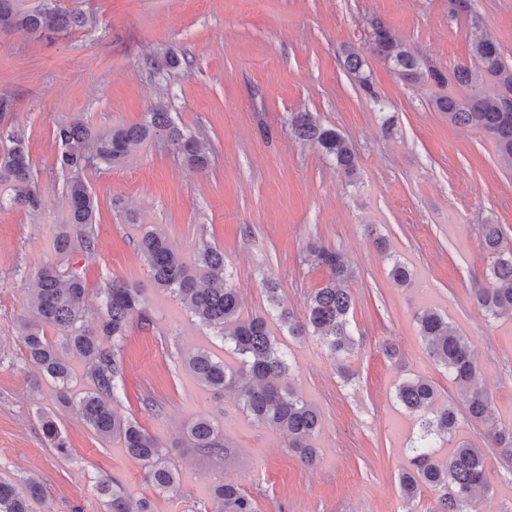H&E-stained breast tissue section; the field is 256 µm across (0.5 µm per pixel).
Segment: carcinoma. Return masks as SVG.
Returning a JSON list of instances; mask_svg holds the SVG:
<instances>
[{"instance_id":"cac0c4a2","label":"carcinoma","mask_w":512,"mask_h":512,"mask_svg":"<svg viewBox=\"0 0 512 512\" xmlns=\"http://www.w3.org/2000/svg\"><path fill=\"white\" fill-rule=\"evenodd\" d=\"M44 0L42 7L23 11L17 0H0V31H16L53 41L61 35L82 30L92 18L82 10ZM375 27L371 54L387 65L406 83L431 80L438 85L457 84L468 90L464 96L448 94L434 100L437 111L448 121L484 131L494 142L500 160L512 168V101L505 98L504 87L512 83V71L497 42L473 32L469 36L470 62H461L446 73L410 46L400 41L380 20ZM345 67L362 93L384 109L374 89L366 60L352 47L344 49ZM159 75L180 69L183 59L173 52L151 60ZM294 136L315 145L348 180H353L358 164L346 137L323 125L312 112H294L290 116ZM162 136L191 166L207 165L211 147L183 133L173 122L169 101L158 98L147 112V120L138 125L94 131L80 116L60 125L54 132L58 144V165L64 176L63 193L67 200L69 223L63 225L55 244V260L43 263L36 271L29 314L17 322V337L27 361L43 374L57 380L56 403L76 406L78 413L101 439L120 442L127 454L143 467V477L158 494L175 497L179 493V472L169 461L167 445L157 440L137 421L118 415L112 408L116 399V381L123 373V343L130 319L138 316L147 322L142 290L120 279L101 289L105 314L89 328L85 325L86 288L75 273L62 271L63 264L77 248L94 253L98 247L97 215L99 207L83 173L92 166H110L125 158L136 146ZM0 184L9 186L11 202L26 210L39 208V186L32 177V163L25 142L9 139L0 148ZM484 245L491 255V286L476 294L480 307L495 318L512 314V250L502 245L499 224L482 225ZM138 249L147 264L156 287L184 304L198 321L217 330L224 350L234 355L236 364L216 361L205 350L185 359V365L197 380L217 393L231 391L239 408L254 422L276 429L288 438V447L311 464L316 459L312 443L319 430L316 408L301 399L289 386L291 365L287 354L272 334L266 316L243 317L236 289L224 280V252L210 246L199 249L193 263H187L160 234L147 231ZM314 261L331 274L327 284L317 289L307 305L305 322L297 323L291 313L280 307L278 288L267 286L268 302L277 310L280 323L288 333L318 337L334 355L348 358L356 340L350 328L352 296L344 282L349 272L343 255L324 247L313 250ZM419 333L427 353L443 365L466 391L467 417L487 427V436L505 454H512V429L491 422L488 396L475 384L476 359L468 340L448 321V316L423 309L416 315ZM57 335L50 336L47 331ZM80 356L87 363L86 376L92 390L73 400L67 388L70 368L68 357ZM396 398L417 417L419 432L409 439L406 452L409 467L400 474L404 497L412 501L421 487L441 492L435 512H478L476 491L486 485V457L468 440L456 437L457 414L440 403V393L429 379L404 377L396 386ZM48 447L60 455L69 454L67 437L55 415H40ZM190 447L213 458H223L229 444L222 431L208 416H201L183 432ZM448 443L453 452L442 460L435 455V439ZM97 490L104 496L105 512H149L147 504L135 502L115 488L107 475L100 478ZM42 495L36 483L21 494L9 480L0 478V512H32L30 500ZM208 512H257L255 501L232 483L214 486Z\"/></svg>"}]
</instances>
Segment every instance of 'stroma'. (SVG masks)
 Returning a JSON list of instances; mask_svg holds the SVG:
<instances>
[{"label": "stroma", "mask_w": 512, "mask_h": 512, "mask_svg": "<svg viewBox=\"0 0 512 512\" xmlns=\"http://www.w3.org/2000/svg\"><path fill=\"white\" fill-rule=\"evenodd\" d=\"M59 3L93 14L95 25L51 43L0 32V95L15 103L0 118V146L24 136L41 194L30 213L14 207L0 186V476L41 483L33 512H104L95 488L104 473L151 512H203L212 487L226 479L255 500L258 512H431L438 492L422 488L410 502L399 486L406 441L419 429L395 397L410 373L433 382L461 414L458 438L487 457L489 488L477 499L479 512H512V459L491 447L483 425L464 419L461 390L427 354L416 321L425 308L447 315L475 352L493 421L511 428L512 316H487L476 293L488 286L491 264L482 225H501L512 248V169L483 131L435 110L445 87L402 82L368 55L369 22L377 18L448 71L468 60L477 21L512 63V0H472L468 15L453 13L448 0ZM347 46L368 56L381 103L351 81ZM165 51L186 63L161 78L146 59ZM162 89L178 126L212 146L208 166L188 165L159 137L118 163L86 171L100 209L99 243L95 253H72L65 267L82 278L93 323L103 309L100 290L112 279L145 290L149 319L129 325L114 407L169 444L180 474L176 498L148 485L120 443L99 439L76 412L57 408L55 382L25 360L16 338L35 272L53 258L68 221L55 128L78 113L96 130L142 123ZM305 110L349 139L356 183L295 139L290 115ZM150 228L188 259L205 245L223 250L228 282L247 315L268 310L269 279L279 284L281 304L304 315L310 295L329 279L311 246L344 255L357 340L348 358L351 381L340 378L336 356L317 337H294L279 321L270 323L290 358L292 389L320 413L315 464L304 463L282 433L245 416L232 394L215 396L186 369L188 352L206 348L220 356L224 344L152 282L138 250ZM378 237L388 253L375 246ZM396 259L413 273L403 286L390 276ZM386 343L399 350V361L384 356ZM149 399L157 411L147 409ZM43 411L55 413L69 457L47 448ZM202 415L231 446L224 460L173 445Z\"/></svg>", "instance_id": "1"}]
</instances>
